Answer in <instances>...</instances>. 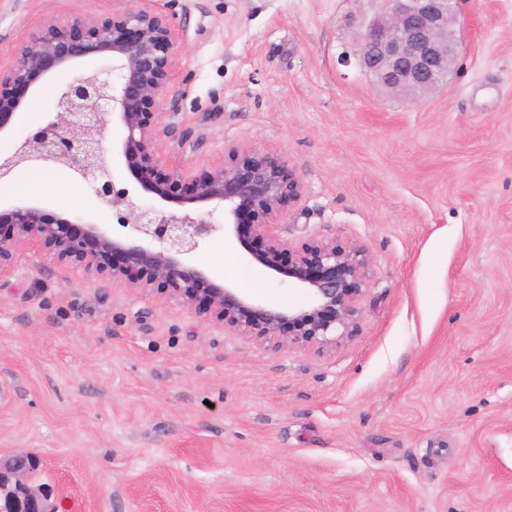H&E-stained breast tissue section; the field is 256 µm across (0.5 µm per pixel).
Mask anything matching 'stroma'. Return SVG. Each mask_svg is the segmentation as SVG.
Wrapping results in <instances>:
<instances>
[{"label":"stroma","mask_w":512,"mask_h":512,"mask_svg":"<svg viewBox=\"0 0 512 512\" xmlns=\"http://www.w3.org/2000/svg\"><path fill=\"white\" fill-rule=\"evenodd\" d=\"M184 26L166 96L202 170L284 152L293 243L361 245L371 286L324 352L225 334L176 300L85 277L47 246L0 268V457L25 451L60 512H512V0H457L429 97L340 55L380 0H156ZM121 0H0V58L33 24ZM49 211L112 226L56 169ZM267 304L305 302L225 246Z\"/></svg>","instance_id":"stroma-1"}]
</instances>
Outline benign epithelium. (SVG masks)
Here are the masks:
<instances>
[{
    "mask_svg": "<svg viewBox=\"0 0 512 512\" xmlns=\"http://www.w3.org/2000/svg\"><path fill=\"white\" fill-rule=\"evenodd\" d=\"M109 14H64L30 27L0 62V133L10 130L36 83L90 59L108 64L54 86L38 126L0 156V184L21 168L53 166L83 181L100 205L115 212L121 231L80 215L62 217L37 204L0 210V265L21 244L44 242L54 259L85 275L106 273L112 283L156 290L233 336L281 347L325 351L349 335L358 302L370 286V261L357 245L315 238L295 245L281 233L283 208L302 196V182L287 156L263 150L240 161L245 148L192 174L165 154L191 142L192 129L164 96L182 59L183 29L149 5ZM455 0H382L356 33L357 61L387 91L421 96L435 91L457 59ZM123 129L119 155L139 188L166 204L146 207L119 187L104 160L103 134ZM223 212L224 225L210 218ZM245 258L305 289V305L269 306L234 283L217 281L195 266L205 240L217 230ZM35 462L24 453L0 460V512H59L58 502L33 485Z\"/></svg>",
    "mask_w": 512,
    "mask_h": 512,
    "instance_id": "benign-epithelium-1",
    "label": "benign epithelium"
}]
</instances>
